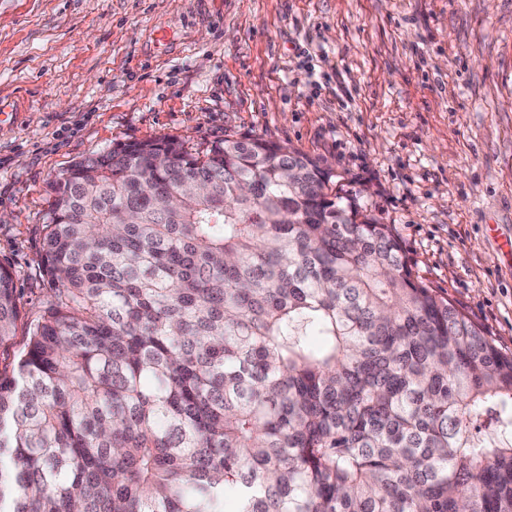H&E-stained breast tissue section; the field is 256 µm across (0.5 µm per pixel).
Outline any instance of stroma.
Segmentation results:
<instances>
[{"mask_svg":"<svg viewBox=\"0 0 512 512\" xmlns=\"http://www.w3.org/2000/svg\"><path fill=\"white\" fill-rule=\"evenodd\" d=\"M0 266L48 299L50 184L120 143L321 161L512 353V0H0Z\"/></svg>","mask_w":512,"mask_h":512,"instance_id":"obj_1","label":"stroma"}]
</instances>
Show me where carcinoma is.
<instances>
[{
  "instance_id": "obj_1",
  "label": "carcinoma",
  "mask_w": 512,
  "mask_h": 512,
  "mask_svg": "<svg viewBox=\"0 0 512 512\" xmlns=\"http://www.w3.org/2000/svg\"><path fill=\"white\" fill-rule=\"evenodd\" d=\"M340 181L226 135L52 182L0 512H512V354ZM19 320L0 267V347Z\"/></svg>"
}]
</instances>
